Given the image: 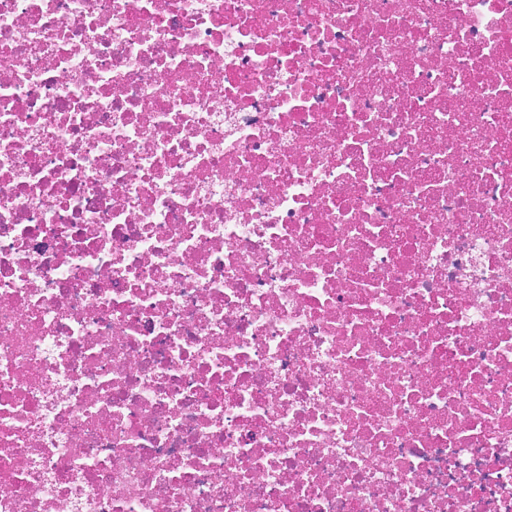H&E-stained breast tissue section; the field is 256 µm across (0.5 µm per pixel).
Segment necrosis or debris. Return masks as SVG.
Here are the masks:
<instances>
[{
  "instance_id": "1",
  "label": "necrosis or debris",
  "mask_w": 512,
  "mask_h": 512,
  "mask_svg": "<svg viewBox=\"0 0 512 512\" xmlns=\"http://www.w3.org/2000/svg\"><path fill=\"white\" fill-rule=\"evenodd\" d=\"M0 512H512V0H0Z\"/></svg>"
}]
</instances>
